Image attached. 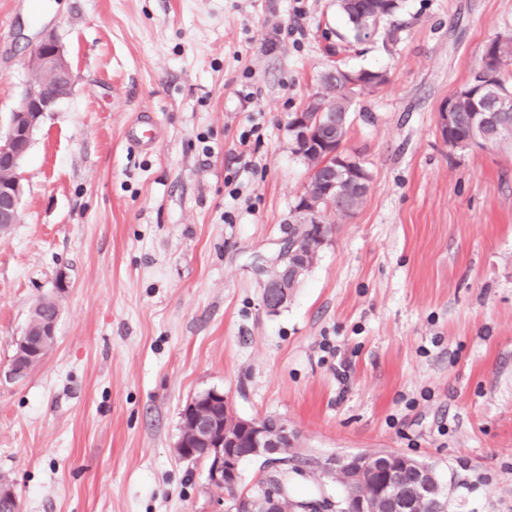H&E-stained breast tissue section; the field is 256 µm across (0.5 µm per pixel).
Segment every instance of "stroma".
<instances>
[{"label": "stroma", "instance_id": "1", "mask_svg": "<svg viewBox=\"0 0 512 512\" xmlns=\"http://www.w3.org/2000/svg\"><path fill=\"white\" fill-rule=\"evenodd\" d=\"M45 30L74 87L0 241V474L23 512H224L176 452L209 389L312 453L433 465L447 512H512V146L452 149L436 126L512 37V0H400L361 42L336 0H0V132ZM332 65L388 77L345 141L370 188L271 314L255 258L310 175L288 122ZM146 114L153 145L130 147ZM43 297L55 343L17 380Z\"/></svg>", "mask_w": 512, "mask_h": 512}]
</instances>
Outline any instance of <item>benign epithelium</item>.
I'll return each instance as SVG.
<instances>
[{"label":"benign epithelium","instance_id":"obj_1","mask_svg":"<svg viewBox=\"0 0 512 512\" xmlns=\"http://www.w3.org/2000/svg\"><path fill=\"white\" fill-rule=\"evenodd\" d=\"M39 78L29 81L17 108L11 112L9 127L0 137V227L9 228L18 223L19 205L23 193L20 164L27 154L33 135L46 113L55 111L58 103L67 97L73 87L72 73L62 47L53 33L43 32L30 53ZM457 97L449 98L437 112V130L446 138L448 125L455 112ZM336 113L325 109L315 112L306 106L295 113L290 131L301 142L313 145V150L336 158L341 172L358 171L359 162L336 143ZM324 185V200L308 194L298 199L295 217L288 221L296 232L285 235L275 257L264 259L258 270L265 276L262 302L269 313H277L288 304L290 279L298 274L299 244L303 237L311 238V245L321 249L327 241V214L321 202L331 207L336 204V170L317 173ZM183 420L190 428L195 442L213 451L203 455L207 461V483L218 489L231 488L235 497L225 505V512H254L252 491H238L240 465L246 458L262 460L263 468L270 470L282 463L286 450L297 446L298 432L279 417L260 419L234 415L227 397L217 390L195 395L185 406ZM221 438H216V434ZM317 472L323 479L348 481L358 479L370 470L381 476L377 495L372 500L360 496L353 512H421L424 501H437L443 492L437 479L425 476L430 470L415 465L409 458L394 451L382 450L339 457L334 454L316 461ZM283 493L271 488L260 491L261 512H287Z\"/></svg>","mask_w":512,"mask_h":512}]
</instances>
